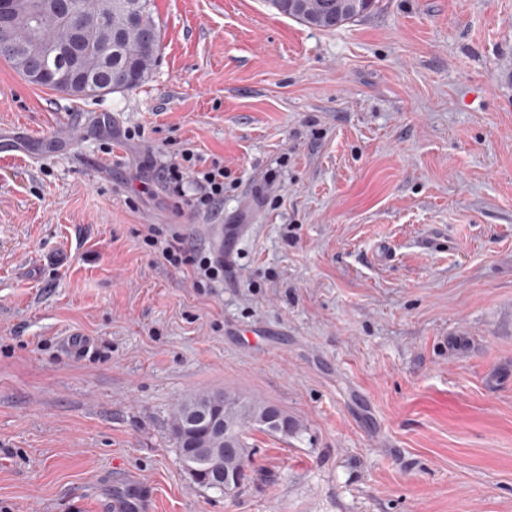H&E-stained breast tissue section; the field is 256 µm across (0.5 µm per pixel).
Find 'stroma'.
<instances>
[{"mask_svg": "<svg viewBox=\"0 0 512 512\" xmlns=\"http://www.w3.org/2000/svg\"><path fill=\"white\" fill-rule=\"evenodd\" d=\"M153 3L131 91L0 61V129L41 149L0 140V512H512V0H379L331 31ZM187 148L224 163L216 214L158 179ZM150 224L208 254L223 225V275ZM222 390L302 427L249 430L228 495L171 436ZM162 257L169 263L180 266H191L209 279L218 278L224 272V264L215 265L212 260L203 256L202 252L176 247L173 244L162 249Z\"/></svg>", "mask_w": 512, "mask_h": 512, "instance_id": "obj_1", "label": "stroma"}]
</instances>
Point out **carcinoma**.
I'll use <instances>...</instances> for the list:
<instances>
[{"label":"carcinoma","mask_w":512,"mask_h":512,"mask_svg":"<svg viewBox=\"0 0 512 512\" xmlns=\"http://www.w3.org/2000/svg\"><path fill=\"white\" fill-rule=\"evenodd\" d=\"M38 10L33 23L14 26L9 18L0 15V30L9 28L20 43L50 42L59 45L76 36L78 64L85 78L112 83L115 92L139 87L148 77L149 63L156 53L152 37L159 36L153 18L151 0H35ZM279 14L294 18L313 28L334 30L368 14L376 0H268ZM119 40L112 59L105 61L98 55L108 39ZM0 60L12 65L21 75L25 68L46 70L40 80L31 84L78 95L71 87L57 85L52 70L38 55L31 54L20 61L19 54L0 45ZM217 410L223 420L224 470L246 477L249 450L245 433L257 429L271 435L295 437L299 423L276 406L258 400H245L229 392H203L182 399L172 420L171 432L179 458L187 470H192V459L185 449L211 445L215 435L206 431L188 430L189 424Z\"/></svg>","instance_id":"carcinoma-1"}]
</instances>
